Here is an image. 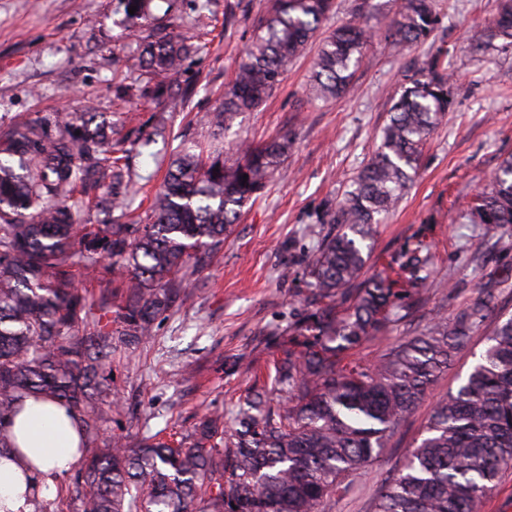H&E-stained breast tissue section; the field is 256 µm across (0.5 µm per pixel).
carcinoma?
Wrapping results in <instances>:
<instances>
[{"instance_id":"obj_1","label":"carcinoma","mask_w":512,"mask_h":512,"mask_svg":"<svg viewBox=\"0 0 512 512\" xmlns=\"http://www.w3.org/2000/svg\"><path fill=\"white\" fill-rule=\"evenodd\" d=\"M386 22L370 0L355 19L325 33L335 0H268L239 58L234 78L208 114L213 141L173 155L165 179L136 218L133 153L164 136L163 112L189 88L177 77L201 46L174 23L139 37L140 86L117 93L154 102L159 111L119 136L112 121L87 107L33 112L0 126V453L13 447L8 425L28 397L56 400L94 435L110 395L104 372L113 343L152 335L183 290L179 273L197 270L274 177L282 174L288 137L235 143L224 162V131L262 106L288 67L318 42L309 79L317 99L353 91L354 69L373 33L394 48L422 43L437 25L434 0H394ZM149 0H124L130 28L140 31ZM224 0V27L244 12ZM485 45L512 46V0L487 28ZM453 103L446 55L438 51L405 78L371 160L352 189L322 222L339 227L309 263L315 312L295 326L301 349L275 365L278 409L266 393L247 398L224 431L221 415H206L188 445L152 436L135 448L119 441L87 450L76 472L84 490L79 512H321L325 499L348 489L345 479L376 461L403 418L425 395L453 354L496 306L488 292L455 320L439 319L405 336L374 366L342 364L373 337L396 309L390 276L369 280L351 305L336 311V295L361 275L373 225L392 211L419 168L422 149ZM247 181H242V176ZM120 212L115 218L110 215ZM473 224H512V157L468 213ZM107 263L122 279L125 304L116 319L102 295L98 307L79 293L74 270ZM512 469V317L495 324L488 346L456 392L439 401L425 436L403 467L386 480L374 512H478Z\"/></svg>"}]
</instances>
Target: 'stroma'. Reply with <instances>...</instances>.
I'll use <instances>...</instances> for the list:
<instances>
[{
  "label": "stroma",
  "mask_w": 512,
  "mask_h": 512,
  "mask_svg": "<svg viewBox=\"0 0 512 512\" xmlns=\"http://www.w3.org/2000/svg\"><path fill=\"white\" fill-rule=\"evenodd\" d=\"M246 18L224 25V0H211L198 17L197 0H153L151 12L172 10L190 26L208 31L203 48L182 73L191 82L188 105L168 114L167 137L134 163L150 177L151 194L167 159L189 135L208 143L200 119L234 74L265 0H247ZM438 26L428 42L393 52L377 39L357 68L354 96L321 100L308 91L314 51L299 58L281 86L257 111L238 116L224 133L226 162L241 138L260 143L290 134L294 143L286 175L268 184L244 210L224 247L201 271L182 272L184 290L170 312L156 319L150 339L118 346L107 367L113 403L89 447L119 439L133 445L147 436L186 441L204 415L232 422L252 392H273L275 359L296 349L295 324L312 313L304 272L335 227L323 223L358 171L369 161L388 110L406 74L438 50H446L454 105L425 144L419 171L402 202L375 225L363 279L427 248L425 278L415 293H401L406 318L391 320L347 355L376 365L402 336L438 318L448 320L484 290L498 295L496 313L512 316V224L494 230L470 223L473 198L512 155V50L484 47L483 32L500 0H435ZM136 40L120 0H0V124L28 112H70L85 101L112 109L114 85L137 75ZM490 325L477 328L466 348L430 386L404 419L382 456L349 476L347 494L327 501L324 512H370L382 481L396 474L421 440L435 403L456 391L486 348Z\"/></svg>",
  "instance_id": "1"
}]
</instances>
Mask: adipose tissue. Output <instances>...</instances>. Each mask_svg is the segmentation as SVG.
Wrapping results in <instances>:
<instances>
[{"instance_id": "obj_1", "label": "adipose tissue", "mask_w": 512, "mask_h": 512, "mask_svg": "<svg viewBox=\"0 0 512 512\" xmlns=\"http://www.w3.org/2000/svg\"><path fill=\"white\" fill-rule=\"evenodd\" d=\"M9 433L14 446L0 455V512H28L30 491L54 487L81 458V427L64 405L31 397Z\"/></svg>"}]
</instances>
